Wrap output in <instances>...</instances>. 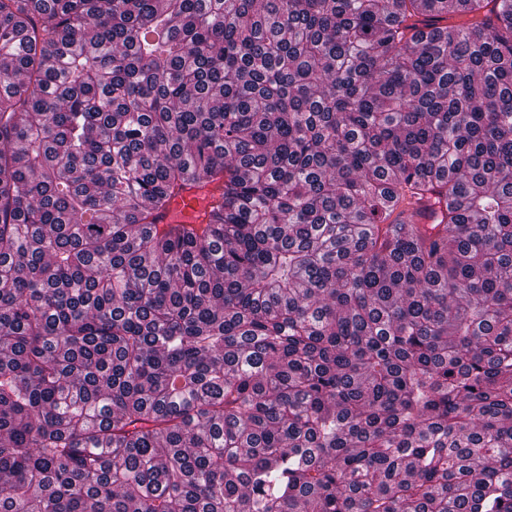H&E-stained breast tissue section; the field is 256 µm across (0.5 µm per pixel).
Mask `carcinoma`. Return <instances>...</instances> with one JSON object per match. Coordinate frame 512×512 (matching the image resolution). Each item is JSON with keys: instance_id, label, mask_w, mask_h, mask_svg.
Returning <instances> with one entry per match:
<instances>
[{"instance_id": "cac0c4a2", "label": "carcinoma", "mask_w": 512, "mask_h": 512, "mask_svg": "<svg viewBox=\"0 0 512 512\" xmlns=\"http://www.w3.org/2000/svg\"><path fill=\"white\" fill-rule=\"evenodd\" d=\"M0 512H512V0H0ZM212 188L187 187L172 198L159 224H195L211 202Z\"/></svg>"}]
</instances>
